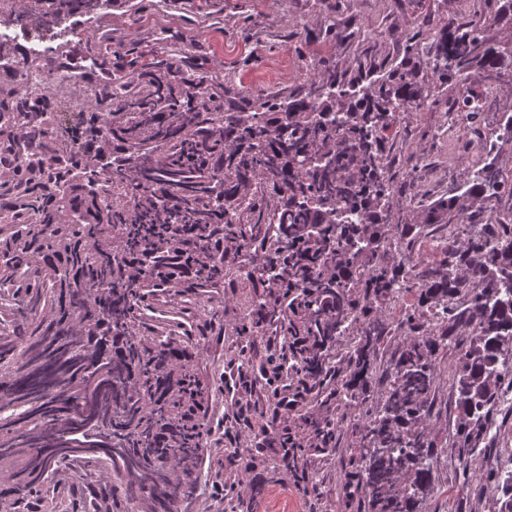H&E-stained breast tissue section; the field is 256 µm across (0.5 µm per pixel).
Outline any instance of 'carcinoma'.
<instances>
[{"mask_svg":"<svg viewBox=\"0 0 512 512\" xmlns=\"http://www.w3.org/2000/svg\"><path fill=\"white\" fill-rule=\"evenodd\" d=\"M117 0H0V27L49 28L76 11L91 26L93 69L79 82L72 125H53L63 91H15L27 73L0 74V504L10 512H196L204 441L215 432L205 405L210 351L154 316L160 299L190 295L224 308V292L252 291L264 332L248 317L225 353L248 378L245 394L286 396L304 381L326 409L354 398L382 330L376 304L417 279L414 307L435 327L402 350L371 413L357 458L365 512H419L430 491V413L435 365L446 339L458 348L453 384L458 447L512 415L499 404L502 351L512 346V222L468 225V246L410 267L383 260L391 245L383 129L400 101L418 100L401 67L357 89L328 78L282 94L227 97L224 74L171 37L160 47L112 44ZM464 24L447 22L432 44L433 71L474 67L512 74V42L484 30L501 17L493 0ZM347 98L348 105L336 107ZM512 143V121L487 137ZM467 183L485 201L506 184L488 163ZM464 195L429 207L434 224L464 222ZM465 301H450L460 292ZM363 329L362 345L336 367V340ZM253 362L256 342H268ZM293 336H306L300 350ZM293 429L323 452L336 428L301 418ZM498 512H512V467L492 469Z\"/></svg>","mask_w":512,"mask_h":512,"instance_id":"obj_1","label":"carcinoma"}]
</instances>
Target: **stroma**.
<instances>
[{
	"instance_id": "35a3bbf8",
	"label": "stroma",
	"mask_w": 512,
	"mask_h": 512,
	"mask_svg": "<svg viewBox=\"0 0 512 512\" xmlns=\"http://www.w3.org/2000/svg\"><path fill=\"white\" fill-rule=\"evenodd\" d=\"M465 0H222L210 12H199L188 0L167 8L163 0L140 21L113 18L121 34L149 43L156 31L177 29L195 54L212 67L223 68L237 95L259 90H293L307 80L309 53L323 47L344 81L362 77L374 80L397 66L414 75V86L427 98L423 109L406 104L398 112L386 143L385 166L393 189L386 207L391 224H421L426 236L441 227L429 223L428 208L438 199L456 196L468 170L484 162V136L512 110V79L488 80L482 69L467 75V88L484 97L487 107L477 124L455 126L451 112L453 83L436 80L429 47L447 20L468 19ZM421 34L419 50L406 54L410 36ZM411 300L379 304L376 316L383 324L374 354V375L355 400L339 401L323 409L308 404L305 413L328 419L336 427V449L314 453L304 463L318 473L319 481L294 487L291 469L273 448H258L255 435L242 430L237 457L211 449L204 466H223L224 482L240 497L249 499L253 512H362L361 498L336 489L337 479L355 472L357 444L370 422L366 409L378 406L387 384L385 370L408 345L414 331L399 318ZM455 350L442 352L436 364L435 393L425 423L434 444L433 490L427 512H497L498 492L485 475L495 468L496 439L483 440V449L461 459L453 439L459 410L450 374Z\"/></svg>"
}]
</instances>
